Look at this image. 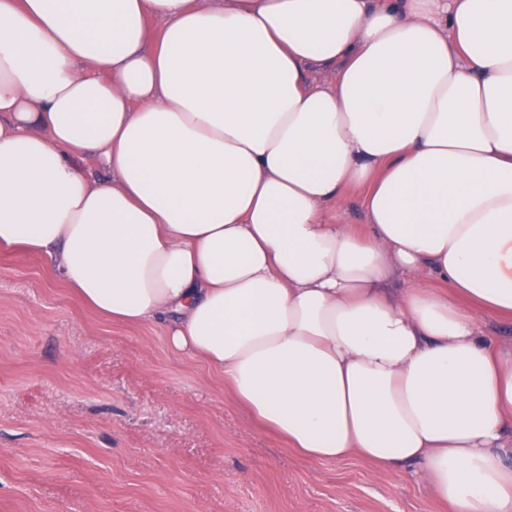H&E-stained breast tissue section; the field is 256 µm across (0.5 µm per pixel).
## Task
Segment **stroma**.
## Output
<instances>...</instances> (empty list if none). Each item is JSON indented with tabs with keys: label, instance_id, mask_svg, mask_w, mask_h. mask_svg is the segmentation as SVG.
<instances>
[{
	"label": "stroma",
	"instance_id": "1",
	"mask_svg": "<svg viewBox=\"0 0 512 512\" xmlns=\"http://www.w3.org/2000/svg\"><path fill=\"white\" fill-rule=\"evenodd\" d=\"M0 512H451L403 468L303 458L159 323L0 248Z\"/></svg>",
	"mask_w": 512,
	"mask_h": 512
}]
</instances>
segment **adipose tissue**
Returning <instances> with one entry per match:
<instances>
[{
    "instance_id": "adipose-tissue-1",
    "label": "adipose tissue",
    "mask_w": 512,
    "mask_h": 512,
    "mask_svg": "<svg viewBox=\"0 0 512 512\" xmlns=\"http://www.w3.org/2000/svg\"><path fill=\"white\" fill-rule=\"evenodd\" d=\"M0 245L303 457L512 512V350L455 302L512 317V0H0ZM363 190H353L331 204L327 211V218L335 223L336 218L353 224H363Z\"/></svg>"
}]
</instances>
